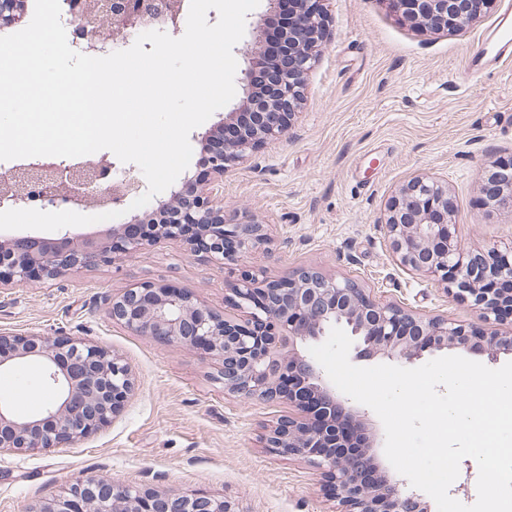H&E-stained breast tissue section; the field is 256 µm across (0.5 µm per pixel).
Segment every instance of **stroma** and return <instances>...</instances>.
Listing matches in <instances>:
<instances>
[{
	"label": "stroma",
	"mask_w": 512,
	"mask_h": 512,
	"mask_svg": "<svg viewBox=\"0 0 512 512\" xmlns=\"http://www.w3.org/2000/svg\"><path fill=\"white\" fill-rule=\"evenodd\" d=\"M511 2L495 0L448 34L410 28L386 0H323L329 35L290 131L224 175L225 210L268 227V243L238 264L162 241L52 280L0 282V332L89 339L120 355L135 379L120 415L78 445L0 451V512H34L65 484L101 476L207 494L236 512H336L322 468L264 446L287 406L225 393L218 359L132 335L107 303L130 285L164 283L240 318L230 286L241 271L277 279L305 265L357 279L382 300L475 323L468 304L402 268L380 220L411 177L444 176L461 248L512 250V210L482 202L487 162L512 153V60L477 80L466 70ZM51 397L39 364L0 371V402L16 415L37 414Z\"/></svg>",
	"instance_id": "1"
}]
</instances>
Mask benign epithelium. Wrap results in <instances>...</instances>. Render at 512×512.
Returning <instances> with one entry per match:
<instances>
[{
	"instance_id": "obj_1",
	"label": "benign epithelium",
	"mask_w": 512,
	"mask_h": 512,
	"mask_svg": "<svg viewBox=\"0 0 512 512\" xmlns=\"http://www.w3.org/2000/svg\"><path fill=\"white\" fill-rule=\"evenodd\" d=\"M293 8L277 30L265 20L251 23L255 38L273 45L276 66L257 86L258 71L245 73L246 100L227 113L217 133L237 125L240 135L224 139L201 157L214 178L243 152L284 136L302 99L306 76L327 39L321 0H292ZM494 0H389L392 9L417 31L463 30ZM185 0H98V12L115 21L107 38L86 18L88 45L126 41L130 32L157 21L176 35ZM112 181V165L77 162L61 168L50 157H31L0 175V207H122L141 192L136 167ZM487 204L512 205V154L492 161L484 176ZM174 205H160L165 220L155 234L131 236L143 223L136 215L112 230V241L69 232L57 238L19 236L0 241V276L17 286L53 279L67 270L107 263L116 254L134 255L162 240L183 242L226 263L265 243L264 225L238 222L224 214L220 184L195 178L173 193ZM455 211L448 180L415 176L393 195L381 226L390 249L407 271L443 286L452 298L467 301L485 329L448 316H427L395 302L382 301L357 281L328 277L299 267L279 279L244 274L231 288L240 320L220 315L197 297L164 284L143 283L109 302L112 320L149 340L203 350L219 359L224 391L242 399L286 402L299 416L282 418L265 435V447L280 456L305 458L323 468L340 512H429L423 494L408 490L381 467L365 414L347 411L336 390L301 346L328 335L334 326L359 338L357 357L377 356L412 362L426 353L479 349L494 359L512 353V336L497 329L502 308L512 305V263L499 250L465 252L452 233ZM34 361L43 368L52 399L34 417H18L0 404V451L33 452L74 446L107 426L133 391L128 365L114 352L83 338L16 336L0 332V370ZM34 512H236L226 500L122 486L109 477L78 481Z\"/></svg>"
}]
</instances>
